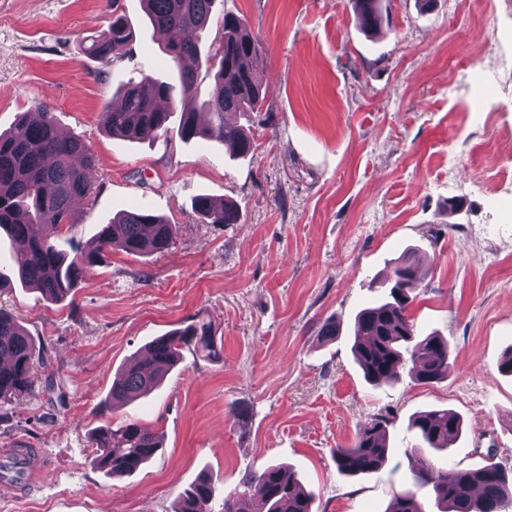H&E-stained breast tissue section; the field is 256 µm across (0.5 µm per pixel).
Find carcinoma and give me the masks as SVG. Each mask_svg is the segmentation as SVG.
<instances>
[{
  "instance_id": "obj_1",
  "label": "carcinoma",
  "mask_w": 512,
  "mask_h": 512,
  "mask_svg": "<svg viewBox=\"0 0 512 512\" xmlns=\"http://www.w3.org/2000/svg\"><path fill=\"white\" fill-rule=\"evenodd\" d=\"M162 51L170 58L177 78L167 81L141 72L118 87L121 104L103 107L100 122L105 132L133 141L149 134L166 133L170 107L180 104L179 131L185 139H219L239 156L251 153L254 138L236 124L224 121L228 112H259L263 101L261 76L247 61L266 47L240 17L226 13L221 32L207 54L188 34L208 25L216 0H143ZM360 28L382 27L380 0H352ZM134 32L125 16L112 10L106 29L89 39L85 52L105 68L114 66L118 53L128 46ZM212 76L209 97L202 103L208 120L199 119L195 106L200 72ZM40 119L21 117L13 129L0 133V232L4 231L26 255L18 280L52 303H62L114 249L130 255L166 251L175 230L163 218L138 209L123 210L101 225L88 245L68 253L57 239L64 228L78 223L73 209L77 199L90 197L95 158L85 141L60 131L51 110L37 107ZM195 215L209 224H235L239 213L230 203L199 195ZM424 274L415 251L396 261L388 299L361 310L355 318L354 357L365 380L381 385L410 367L416 381L433 384L448 378L455 365L447 340L417 335L408 307L416 297ZM206 359L220 357L216 332L204 319L155 339L145 355L122 368L102 407L150 394L180 359L184 348ZM47 352L36 351L27 329L0 308V408L17 402L33 389L35 368L47 367ZM389 421L373 419L348 448L334 450L339 473L348 476L378 470L389 451ZM417 443L406 449L415 486L431 489L440 512H502L512 501V466L490 462L471 469H448L443 456L461 434V417L448 409L419 413L410 424ZM92 464L115 476L138 471L162 448V435L137 421L115 428L103 426L91 435ZM23 450L17 449L0 463V471L23 476ZM215 493L208 475L200 476L178 496L173 512H204ZM259 500L266 512H313L314 497L305 490L295 471L266 465L249 473L224 495L223 512H251ZM388 512H424L411 491L392 500Z\"/></svg>"
}]
</instances>
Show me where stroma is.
I'll list each match as a JSON object with an SVG mask.
<instances>
[{
    "instance_id": "35a3bbf8",
    "label": "stroma",
    "mask_w": 512,
    "mask_h": 512,
    "mask_svg": "<svg viewBox=\"0 0 512 512\" xmlns=\"http://www.w3.org/2000/svg\"><path fill=\"white\" fill-rule=\"evenodd\" d=\"M115 9L135 37L105 73L84 46ZM382 10L389 23L372 36L350 0H216L202 47L230 12L267 48L254 62L261 111L230 116L255 151L234 157L219 140L181 139L176 114L139 141L103 131L117 81L174 73L142 0H0V132L43 103L96 157L63 249L131 207L176 229L164 253L105 254L72 302L19 285L0 296L50 358L0 421V461L15 448L36 461L21 489L0 490V512H172L205 473L219 488L207 512H222L225 491L271 463L297 469L313 512H386L412 485L407 425L430 409L464 419L451 467L512 464V375L500 369L512 348V0ZM202 194L234 201L238 223L199 219ZM408 249L428 270L409 314L448 339L455 366L439 383L404 370L376 388L353 355L355 317ZM201 318L221 359L184 350L152 394L99 412L119 369ZM328 319L340 325L330 341ZM379 415L391 422L385 464L339 474L334 450ZM129 419L163 447L114 477L92 465L89 435Z\"/></svg>"
}]
</instances>
